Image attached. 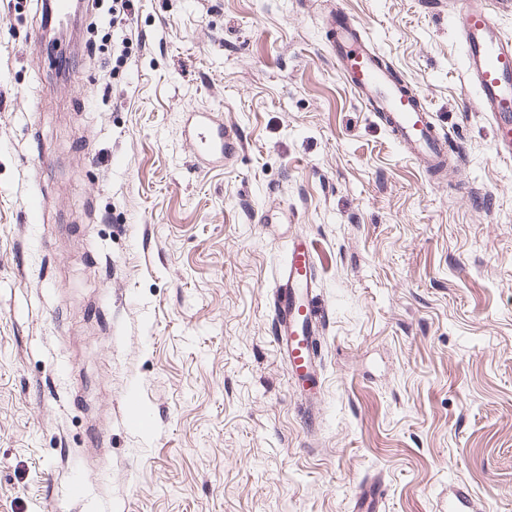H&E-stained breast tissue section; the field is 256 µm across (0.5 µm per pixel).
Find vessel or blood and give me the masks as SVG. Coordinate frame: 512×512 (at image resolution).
Masks as SVG:
<instances>
[{"label": "vessel or blood", "instance_id": "vessel-or-blood-1", "mask_svg": "<svg viewBox=\"0 0 512 512\" xmlns=\"http://www.w3.org/2000/svg\"><path fill=\"white\" fill-rule=\"evenodd\" d=\"M456 29L465 55L468 84L475 105L495 131L499 159L512 161V36L505 35L495 12L483 0H452ZM328 47L337 72L367 111L390 131L404 153L429 175L447 170L449 156L463 157L461 142L450 141L425 104L423 93L397 75L372 39L341 9L330 11ZM183 133L204 162H221L237 154L240 141L212 112L191 109ZM276 342L298 387L317 390V325L329 315L304 239L290 243L288 258L273 282Z\"/></svg>", "mask_w": 512, "mask_h": 512}]
</instances>
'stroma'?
<instances>
[{"mask_svg":"<svg viewBox=\"0 0 512 512\" xmlns=\"http://www.w3.org/2000/svg\"><path fill=\"white\" fill-rule=\"evenodd\" d=\"M338 3L460 171L428 179L345 85L329 0H140L105 85L111 41L58 83L36 0H0V512H351L371 481L382 512H512V164L449 0ZM193 108L232 160L200 166ZM295 237L329 307L311 433L274 340ZM183 134L192 142L197 156L205 163L224 162L237 154L240 141L212 112L191 109L185 113Z\"/></svg>","mask_w":512,"mask_h":512,"instance_id":"stroma-1","label":"stroma"}]
</instances>
